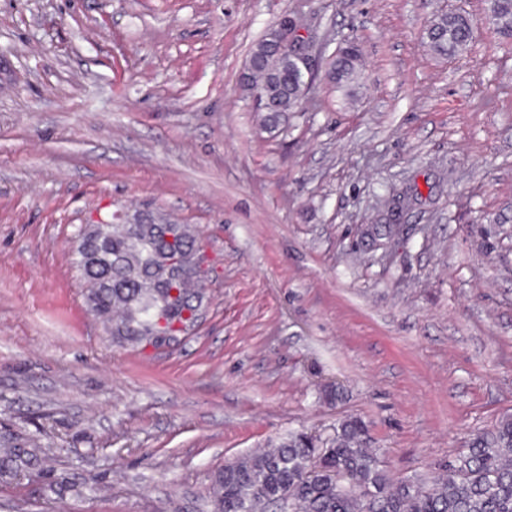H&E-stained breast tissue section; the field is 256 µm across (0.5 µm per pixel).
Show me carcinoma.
Segmentation results:
<instances>
[{"mask_svg": "<svg viewBox=\"0 0 512 512\" xmlns=\"http://www.w3.org/2000/svg\"><path fill=\"white\" fill-rule=\"evenodd\" d=\"M483 19L501 36L499 48L512 52V0H486ZM424 39L438 57L456 59L474 39L472 15L454 9L436 15ZM277 55L265 35L251 52L253 71L240 79L251 99L263 87L276 104L264 124L281 112L301 108L298 89L308 77L300 64L280 61L288 82L268 70ZM330 86L348 96L362 85L363 62L356 42L345 39L329 58ZM85 249L72 264L86 290L90 311L106 323L112 339L136 347L167 345L158 318L185 324L184 313L203 306L209 277L202 238L185 224L152 214L143 224H87L80 227ZM181 256L177 265L167 259ZM177 295H172V291ZM38 454L10 438L0 449V478L30 476ZM212 512H512V416L471 438L466 451L445 466L431 484L396 480L383 454L370 446L367 423L352 416L336 427L329 445L304 431L288 434L271 449L240 456L217 469L209 489Z\"/></svg>", "mask_w": 512, "mask_h": 512, "instance_id": "obj_1", "label": "carcinoma"}]
</instances>
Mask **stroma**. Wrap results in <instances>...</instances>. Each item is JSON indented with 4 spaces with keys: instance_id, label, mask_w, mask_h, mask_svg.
Listing matches in <instances>:
<instances>
[{
    "instance_id": "obj_1",
    "label": "stroma",
    "mask_w": 512,
    "mask_h": 512,
    "mask_svg": "<svg viewBox=\"0 0 512 512\" xmlns=\"http://www.w3.org/2000/svg\"><path fill=\"white\" fill-rule=\"evenodd\" d=\"M458 7L485 2L0 0V433L48 448L0 512H209L226 461L350 415L429 481L512 415V56L486 25L434 56L427 21ZM286 14L317 56L356 37L364 82L317 78L266 127L240 73ZM123 207L206 244L167 348L113 343L71 265Z\"/></svg>"
}]
</instances>
